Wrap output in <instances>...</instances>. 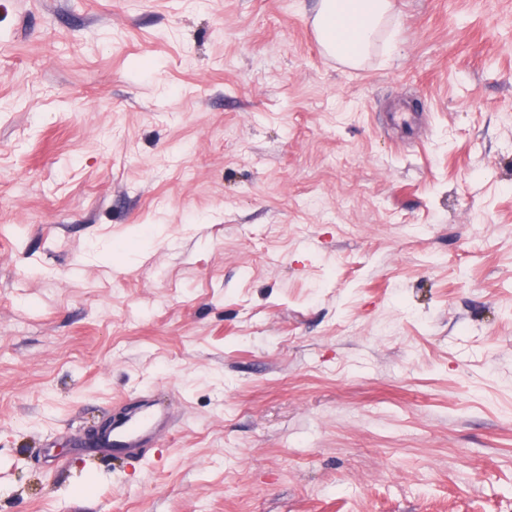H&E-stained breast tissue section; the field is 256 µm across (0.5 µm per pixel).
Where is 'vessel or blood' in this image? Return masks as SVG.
Masks as SVG:
<instances>
[{"instance_id":"vessel-or-blood-1","label":"vessel or blood","mask_w":512,"mask_h":512,"mask_svg":"<svg viewBox=\"0 0 512 512\" xmlns=\"http://www.w3.org/2000/svg\"><path fill=\"white\" fill-rule=\"evenodd\" d=\"M169 423L170 418L164 409L147 406L114 423L111 431L100 437L97 448L104 455L134 457L145 448L152 435L165 431Z\"/></svg>"}]
</instances>
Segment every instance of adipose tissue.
I'll return each mask as SVG.
<instances>
[{
	"instance_id": "adipose-tissue-1",
	"label": "adipose tissue",
	"mask_w": 512,
	"mask_h": 512,
	"mask_svg": "<svg viewBox=\"0 0 512 512\" xmlns=\"http://www.w3.org/2000/svg\"><path fill=\"white\" fill-rule=\"evenodd\" d=\"M390 6V0H321L316 15L319 37L324 40L343 32L347 49L341 57L355 63L366 52L371 35Z\"/></svg>"
}]
</instances>
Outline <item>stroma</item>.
I'll list each match as a JSON object with an SVG mask.
<instances>
[{
    "label": "stroma",
    "mask_w": 512,
    "mask_h": 512,
    "mask_svg": "<svg viewBox=\"0 0 512 512\" xmlns=\"http://www.w3.org/2000/svg\"><path fill=\"white\" fill-rule=\"evenodd\" d=\"M319 6L0 0V512H512V0ZM391 7L390 0H321L316 15L320 42L328 53L354 64L366 52L370 37ZM341 31L346 36L347 51L336 47L333 53L327 38ZM155 406L151 402L145 409L131 413L126 419L124 416L122 421L114 424L112 416L103 421L97 433H103L111 427L112 430L100 437L96 446L98 451L103 455L112 453L116 457L131 458L138 455L156 431L164 432L169 426L170 418L165 409H156Z\"/></svg>",
    "instance_id": "obj_1"
}]
</instances>
